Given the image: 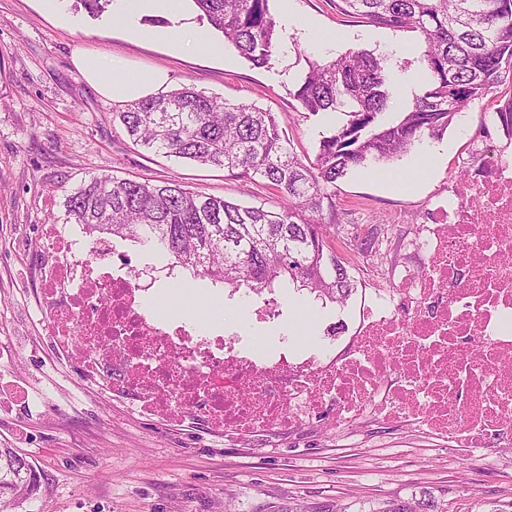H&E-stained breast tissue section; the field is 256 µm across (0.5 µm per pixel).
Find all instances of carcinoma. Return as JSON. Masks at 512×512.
Listing matches in <instances>:
<instances>
[{
  "mask_svg": "<svg viewBox=\"0 0 512 512\" xmlns=\"http://www.w3.org/2000/svg\"><path fill=\"white\" fill-rule=\"evenodd\" d=\"M209 25L256 67L280 48L270 0H193ZM341 13L393 31H416L430 72L424 92L389 124L393 92L384 59L349 49L308 61L293 93L313 114L348 107V120L319 142L315 161L288 145L272 112L218 101L195 87L121 105L112 123L135 144L166 157L223 168L273 187L279 210L206 197L179 182L93 177L66 196V219L86 233L152 245L214 285L274 291L286 279L317 298L344 303L357 289L323 225L310 218L348 171L391 162L424 138L438 139L467 104L496 91L512 67V0H336ZM495 116L512 141V90Z\"/></svg>",
  "mask_w": 512,
  "mask_h": 512,
  "instance_id": "cac0c4a2",
  "label": "carcinoma"
}]
</instances>
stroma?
<instances>
[{"mask_svg":"<svg viewBox=\"0 0 512 512\" xmlns=\"http://www.w3.org/2000/svg\"><path fill=\"white\" fill-rule=\"evenodd\" d=\"M70 24L40 0H0V447L13 448L36 472L38 487L12 512H387L390 504L432 502L436 512H512V447H437L421 436L397 438L371 425L349 445L322 428L301 438L269 433L251 442L217 435L189 418L165 424L112 399L90 381L82 361L63 356L46 329L40 271L54 224L81 244L70 256L85 264L90 237L65 220L64 199L96 176L150 183L174 180L192 192L243 205L279 206L263 183L218 168L188 164L133 145L112 123L113 102L72 62L82 51L115 75L166 71L167 87L195 86L220 100L274 112L298 155L314 158L342 112H306L293 92L310 60L350 48L384 55L393 87L392 121L428 83L418 34L377 28L337 14L335 0H271L280 50L257 68L201 18L193 0L141 22L145 31L182 28L206 43L173 52L159 41H132L108 25L111 7L63 0ZM493 97L470 104L439 139H424L399 161L371 164L336 183L325 219L340 234L330 246L351 266L360 288L345 305L322 304L281 282L266 322L250 311L263 296L241 287L215 303L219 290L192 271L167 278L169 256L114 238L129 272L155 277L156 298L195 289L202 329L230 328L272 353L282 336L326 330L344 342L359 319L365 289L380 288L405 260L407 241L427 208L447 197L464 159L479 146L512 145L493 120Z\"/></svg>","mask_w":512,"mask_h":512,"instance_id":"stroma-1","label":"stroma"}]
</instances>
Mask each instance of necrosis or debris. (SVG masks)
Returning a JSON list of instances; mask_svg holds the SVG:
<instances>
[{
	"label": "necrosis or debris",
	"mask_w": 512,
	"mask_h": 512,
	"mask_svg": "<svg viewBox=\"0 0 512 512\" xmlns=\"http://www.w3.org/2000/svg\"><path fill=\"white\" fill-rule=\"evenodd\" d=\"M483 203L470 209L472 193ZM44 293L61 350L82 344L89 379L171 423L199 418L242 441L299 436L331 410L347 434L377 419L460 448L512 445V160L487 150L453 183L410 243L420 266L392 274L342 347L259 357L194 315L154 313L149 290L103 240L74 273L68 240L47 236Z\"/></svg>",
	"instance_id": "obj_1"
}]
</instances>
